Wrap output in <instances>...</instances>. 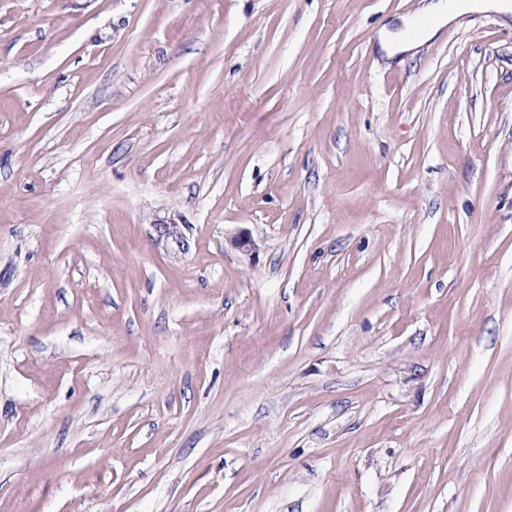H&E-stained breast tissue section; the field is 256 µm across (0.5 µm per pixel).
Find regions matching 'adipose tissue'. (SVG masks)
<instances>
[{
    "mask_svg": "<svg viewBox=\"0 0 512 512\" xmlns=\"http://www.w3.org/2000/svg\"><path fill=\"white\" fill-rule=\"evenodd\" d=\"M477 8H490L506 14L512 12V0H428L418 17H406L399 31L381 28L378 44L386 58L414 55L417 47L435 39L458 15Z\"/></svg>",
    "mask_w": 512,
    "mask_h": 512,
    "instance_id": "ef3b65f1",
    "label": "adipose tissue"
}]
</instances>
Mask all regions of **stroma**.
<instances>
[{
  "label": "stroma",
  "mask_w": 512,
  "mask_h": 512,
  "mask_svg": "<svg viewBox=\"0 0 512 512\" xmlns=\"http://www.w3.org/2000/svg\"><path fill=\"white\" fill-rule=\"evenodd\" d=\"M421 6L0 0V512H512V16ZM438 0L424 4L418 12V16L429 22L416 29V17H403L402 29L392 32L383 26L378 32V44L380 50L387 59L398 58L403 62L405 56H413L417 47L425 42L435 39L439 32L458 15L472 9H493L505 15L512 12V4L508 0ZM505 1V2H491ZM405 28V30H403Z\"/></svg>",
  "instance_id": "35a3bbf8"
}]
</instances>
